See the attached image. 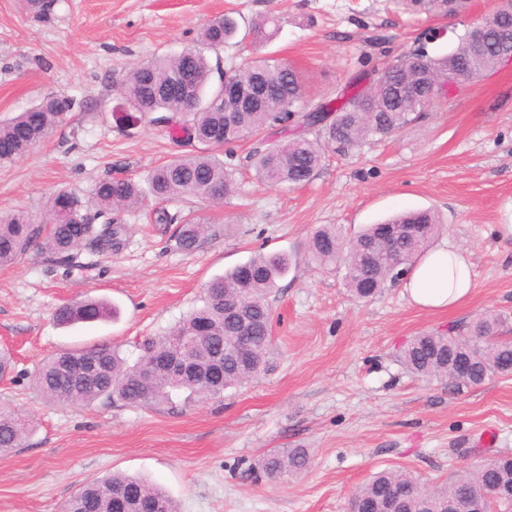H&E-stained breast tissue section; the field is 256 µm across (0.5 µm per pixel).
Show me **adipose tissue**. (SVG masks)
<instances>
[{
  "label": "adipose tissue",
  "instance_id": "obj_1",
  "mask_svg": "<svg viewBox=\"0 0 512 512\" xmlns=\"http://www.w3.org/2000/svg\"><path fill=\"white\" fill-rule=\"evenodd\" d=\"M404 287L418 307L430 311L456 309L474 288L469 253L448 244L428 250Z\"/></svg>",
  "mask_w": 512,
  "mask_h": 512
}]
</instances>
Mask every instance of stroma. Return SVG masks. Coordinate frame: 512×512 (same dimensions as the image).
<instances>
[{"instance_id":"stroma-1","label":"stroma","mask_w":512,"mask_h":512,"mask_svg":"<svg viewBox=\"0 0 512 512\" xmlns=\"http://www.w3.org/2000/svg\"><path fill=\"white\" fill-rule=\"evenodd\" d=\"M495 5L470 0L466 12L440 18L410 12L401 0H57L50 20L38 21L20 0H0V122L47 94L89 105L0 164V212L24 210L39 222L59 190L87 201L100 179L142 183L184 153L167 125L145 117L120 127L112 110L133 66L197 44L215 17L238 24L220 53L223 68L261 56L291 64L315 104L352 79L373 82L427 29H445L430 49L447 53L455 33ZM269 14L280 29L256 42L252 28ZM281 139L266 130L217 149L237 190L221 205L180 202L183 214L215 228L195 251L174 249L178 225L151 223L150 197L126 215L123 246L88 255L85 273L62 276L34 248L0 267V349L15 363L0 382V404L35 425L23 445L0 454V512H61L79 487L112 474L161 486L179 512H347L374 472L406 469L434 485L459 468L512 455V377L456 393L399 361L415 336L487 311L508 315L503 334L512 338V239L502 234L512 222V66L446 89L390 137L330 154L300 186H266L249 166V151ZM417 209L438 215L436 244L471 255L475 288L455 310L421 309L399 282L354 298L343 265L321 267L307 256L320 226L350 238ZM272 252L288 254L292 265L268 297L269 362L254 380L218 397L180 393L151 406L50 405L35 390L41 361L65 349L107 343L135 361L143 337L201 306L212 278ZM86 296L114 303L118 317L55 325L57 307ZM282 448L308 449V469L254 479L258 460Z\"/></svg>"}]
</instances>
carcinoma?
I'll return each instance as SVG.
<instances>
[{"mask_svg": "<svg viewBox=\"0 0 512 512\" xmlns=\"http://www.w3.org/2000/svg\"><path fill=\"white\" fill-rule=\"evenodd\" d=\"M415 13L456 15L468 0H403ZM278 30V19L267 17L255 24L256 38L265 41ZM236 33V23L216 18L203 29L199 44L174 56H159L133 68L122 83L128 103L176 128V139L186 146H233L246 136L265 129L286 135L281 145L256 150L252 156L255 175L263 184L291 186L308 182L322 165L326 153L356 147L367 135L387 136L414 121V114L438 97L450 84L463 79L476 82L499 67L496 51L509 35L494 25L484 33L488 48L483 58L463 78L449 74L448 63L469 59L473 33L465 29L455 45L442 56L417 48L385 67L367 89L345 87L336 98L309 104L304 96L300 71L271 58L229 70L237 82L263 88L261 101L240 107L224 100L220 85L224 70L211 62ZM192 75L196 98L188 103L167 93L181 73ZM408 84H420L425 94L407 95ZM85 101L48 94L13 119L0 124V162H11L42 142L65 118L82 110ZM148 190L127 178L98 182L90 203L60 191L48 203L47 219L31 222L22 210L0 213V266L12 264L19 255L36 246L49 254L66 276L86 268L81 250L105 253L120 247L126 225L120 215L139 210L145 193L163 202L199 198L220 203L235 191L231 172L212 154L203 151L179 155L152 170ZM156 224H181L174 236L175 248L192 252L212 232L211 226L186 219L180 212L162 207L154 211ZM417 225L414 241L383 247L390 226ZM438 229V218L429 210L401 213L379 224H370L346 240L333 226H324L312 237L310 253L326 265L344 262L350 292L360 298L376 295L388 282L392 269L408 267L413 256L424 251ZM285 254H258L213 278L204 291L203 305L178 324L138 343L140 355L129 365L118 349L97 344L57 353L40 366L35 388L50 405L88 406L98 400L128 405H152L165 401L175 391L217 396L227 388L242 385L264 370L270 347L271 310L267 297L276 282L288 272ZM249 308L252 336L258 346L253 362L238 364L224 360V347L232 344L240 304ZM112 304L85 298L63 304L54 313L59 325L102 322L115 317ZM506 318L493 312L446 331L417 336L404 349L401 363L410 373L436 379L453 391L479 385L493 376L512 375V339L501 336ZM180 353L192 364L194 377L168 366ZM32 425L17 413L0 408V453L18 447ZM309 464L302 448L270 453L258 462L268 479L301 471ZM512 488V457L501 456L475 465L433 490L407 470L388 469L374 474L354 493L350 512H381L390 494L401 490L402 512H441L448 499L480 497L486 509L497 503L490 491ZM153 504L155 512H179L175 501L161 487L139 477L113 474L95 479L71 497L65 512H139Z\"/></svg>", "mask_w": 512, "mask_h": 512, "instance_id": "1", "label": "carcinoma"}]
</instances>
